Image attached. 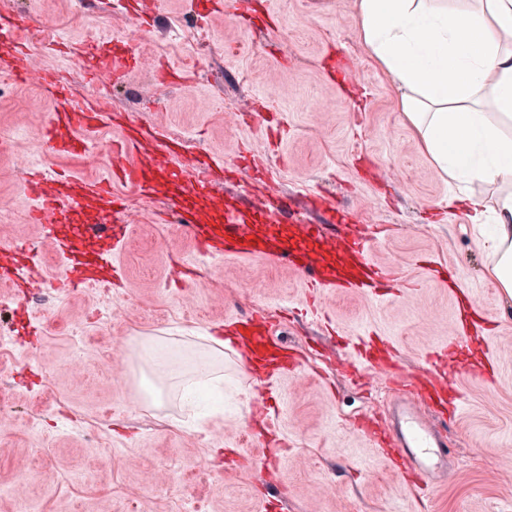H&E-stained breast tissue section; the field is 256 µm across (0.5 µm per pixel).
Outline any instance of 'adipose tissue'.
<instances>
[{
	"label": "adipose tissue",
	"instance_id": "adipose-tissue-1",
	"mask_svg": "<svg viewBox=\"0 0 512 512\" xmlns=\"http://www.w3.org/2000/svg\"><path fill=\"white\" fill-rule=\"evenodd\" d=\"M361 38L399 90L397 109L449 183L492 201L449 208L491 225L486 276L512 296V0H356Z\"/></svg>",
	"mask_w": 512,
	"mask_h": 512
}]
</instances>
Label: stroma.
<instances>
[{
	"mask_svg": "<svg viewBox=\"0 0 512 512\" xmlns=\"http://www.w3.org/2000/svg\"><path fill=\"white\" fill-rule=\"evenodd\" d=\"M187 32V0H0V49L31 48L32 67L55 71L71 103H108L116 119L78 153L59 155L44 137L57 104L32 92L0 64V239L37 242L27 214L34 197L22 178L35 169L81 179L110 177L106 144L131 125L177 133L182 155L234 171L220 184L226 204L243 207L250 166L262 169L265 200L332 201L333 223L374 229L370 257L393 287L321 295L326 317L355 344L389 339L405 374L427 368L447 340L469 293H477L486 335L461 337L473 364L455 376L462 409L445 439L457 456L444 485L412 496L388 456L350 427L388 409L386 378L364 393L329 350L331 339L307 304L301 276L258 259L202 255L178 221L156 222L175 183L159 179L152 198L115 185L135 217L117 257L119 288H63L46 303L0 287V512H512V298L484 277L491 257L484 227L448 207L440 178L396 108L398 92L370 57L356 0H242ZM29 12L26 31L15 13ZM121 40L142 67L118 83L91 81L95 62L76 58L84 43ZM268 310L272 335L301 354L295 380L277 386L263 422L252 406L259 377L226 356L211 377L222 408L189 405L191 369L159 381L154 400L135 353L107 363L129 337L179 346L188 360L209 352L225 321ZM262 424L272 440L252 434ZM276 458L278 493L259 480Z\"/></svg>",
	"mask_w": 512,
	"mask_h": 512,
	"instance_id": "1",
	"label": "stroma"
}]
</instances>
